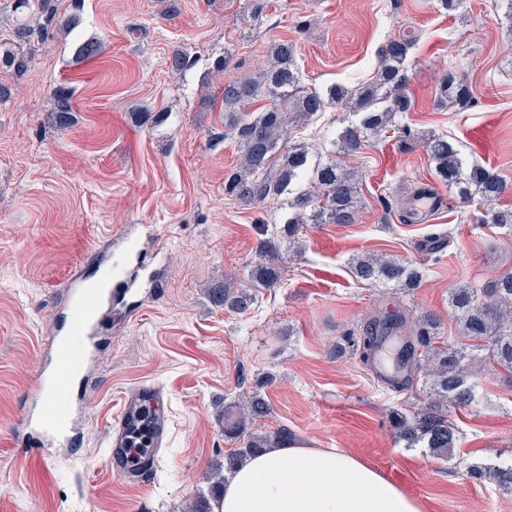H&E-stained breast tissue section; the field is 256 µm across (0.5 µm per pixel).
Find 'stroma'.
Segmentation results:
<instances>
[{"label":"stroma","mask_w":512,"mask_h":512,"mask_svg":"<svg viewBox=\"0 0 512 512\" xmlns=\"http://www.w3.org/2000/svg\"><path fill=\"white\" fill-rule=\"evenodd\" d=\"M69 33L30 39L23 73L0 66V512H182L207 492L214 461L233 449L220 411L258 392L272 406L260 430L288 429L294 443L355 454L426 512H512V489L480 483L453 461L394 436L391 416L416 402L363 364L355 348L375 321L430 311L457 326L448 291L512 271V238L481 221L483 204L460 203L438 182L430 136L453 140L467 163L512 181V22L505 0H467L448 14L437 0H82ZM414 35L410 111L363 146L355 223L312 224L284 252L288 274L242 314L214 306L208 288L243 284L264 226L289 213V193L246 205L224 193L239 154L224 132L225 82L258 74L271 45H296L304 84L320 91L369 81L380 50ZM100 40L102 54L78 48ZM193 65L175 75L174 50ZM230 56L226 70L215 63ZM457 71L473 100L438 102L440 77ZM75 90L73 121L59 125L51 92ZM361 113L329 107L298 132L310 164L326 160ZM445 206L420 223L405 212L414 190ZM129 224L152 225L149 268L158 287L137 316L112 324L95 355H81L74 437L33 446L19 430L37 394L49 341L69 310L66 286L96 287L125 257L112 248ZM390 254L422 271L416 288L370 286L349 266L357 253ZM155 395L163 416L146 482L107 463L127 401ZM481 401L452 414L468 462L512 457V379L480 380Z\"/></svg>","instance_id":"obj_1"}]
</instances>
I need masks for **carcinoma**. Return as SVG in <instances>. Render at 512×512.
I'll list each match as a JSON object with an SVG mask.
<instances>
[{
  "instance_id": "cac0c4a2",
  "label": "carcinoma",
  "mask_w": 512,
  "mask_h": 512,
  "mask_svg": "<svg viewBox=\"0 0 512 512\" xmlns=\"http://www.w3.org/2000/svg\"><path fill=\"white\" fill-rule=\"evenodd\" d=\"M66 27L67 23L57 17V0H41L39 13L14 29L13 36L22 42L35 33ZM412 45L408 36L388 40L381 49L373 80L354 88L335 84L323 95L300 86L296 47L282 40L272 46L270 62L261 74L224 84V126L235 133L240 156L235 170L224 179V194L245 204L261 203L306 175L313 190L298 194L291 203L295 213L257 244L258 260L250 268V286L226 283L208 289L215 306L243 312L254 303L256 292L278 287L286 269L280 256L281 240L297 241L303 225L354 223L358 213L357 180L346 158L359 153L363 143L384 131L393 113L410 111L405 62ZM0 62L20 73L27 69L25 56L11 49L0 55ZM438 94L442 103L459 108L471 101L468 86L452 70L441 76ZM73 96V89L66 84L52 90L53 112L61 125L70 121ZM262 100L267 104L251 113V107ZM334 103L350 105L362 113V119L359 125L342 132L337 156L311 169L305 145L286 147L284 142L292 135L291 129L302 128L304 122ZM427 151L440 180L455 188L465 202L479 199L488 206L483 222L512 235V209L495 206L512 188L509 183L482 166L467 164L457 146L448 140L431 139ZM351 271L363 282H396L408 288L421 279L417 268L382 254L354 259ZM448 307L456 318L458 335L446 341L438 333L440 321L425 313L409 320L401 317L384 338L366 336L358 344L364 363H373L375 356L386 351L393 356L395 370L423 377L422 406L411 415H397L394 433L406 447L421 445L445 460L460 447V432L449 413L479 402L477 380L483 375L499 369L512 374V272L500 274L478 288L463 285L451 289ZM270 412V403L257 392L224 405V437L242 442V447L231 450L224 462L215 464L209 473L208 492L191 497L183 512H212L213 502L224 490V473L272 441L288 439L286 428L271 436L247 433L248 426ZM125 426L130 439L147 448L160 429V419L147 409L136 418L130 417ZM456 464L473 478L512 489V459L476 466L461 456Z\"/></svg>"
}]
</instances>
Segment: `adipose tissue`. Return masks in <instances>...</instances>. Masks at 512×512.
Masks as SVG:
<instances>
[{"mask_svg": "<svg viewBox=\"0 0 512 512\" xmlns=\"http://www.w3.org/2000/svg\"><path fill=\"white\" fill-rule=\"evenodd\" d=\"M215 512H425L421 501L338 448L279 443L243 459Z\"/></svg>", "mask_w": 512, "mask_h": 512, "instance_id": "ef3b65f1", "label": "adipose tissue"}]
</instances>
